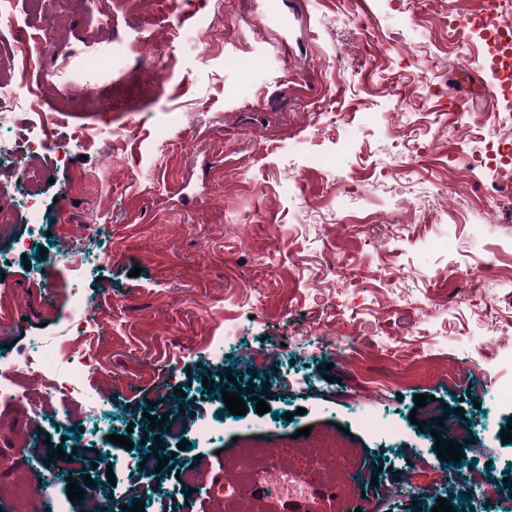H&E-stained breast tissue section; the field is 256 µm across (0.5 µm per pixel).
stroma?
Segmentation results:
<instances>
[{"label": "stroma", "mask_w": 512, "mask_h": 512, "mask_svg": "<svg viewBox=\"0 0 512 512\" xmlns=\"http://www.w3.org/2000/svg\"><path fill=\"white\" fill-rule=\"evenodd\" d=\"M489 8L490 0H137L105 26L101 0H48L46 21L72 40L94 31L102 44L135 49L115 60L108 85L94 63L41 60L63 70L45 97L49 109L67 102L58 132L80 126L95 143L44 171L46 235L23 252L11 245L28 235L20 184L0 175V215L11 219L0 235V311L9 320L0 354L55 334L73 286L89 307H109L111 321L88 342L112 398L89 416L87 436L125 434L175 451L154 477L174 493L169 512H220L217 499L180 492L173 470L207 471L220 490L227 464L270 448L269 470L286 465L308 487V512H349L374 483L387 490L379 512H431L449 486L448 464L410 421L418 394L460 413L477 465L512 479V441L501 438L512 412L493 402L499 380L512 377V331L487 337L483 316L489 302L512 316V165L464 164L512 129L499 122L484 47L448 27ZM458 204L467 219L446 222ZM90 219L97 230L87 238ZM79 238L103 261L79 281L56 266L43 290L38 254ZM339 257L346 268L330 272ZM384 271L391 280L381 281ZM464 273L481 289L462 301ZM233 325L240 342L211 358L214 337ZM340 337L346 356L335 361ZM270 349V367L248 368L247 353ZM480 359L494 368L475 387L445 385L446 373ZM231 378L247 401L239 419L220 392ZM366 378L381 383L383 399L363 407L397 419V441L349 419ZM260 398L270 413L257 414ZM162 405L184 409L182 439L218 414L224 429L179 449L151 425ZM32 427L74 449L50 416L33 419L22 403L1 409L0 497L28 477ZM305 427L307 444L295 437ZM329 445L342 448L343 469L359 470V488L323 493L313 458Z\"/></svg>", "instance_id": "obj_1"}]
</instances>
